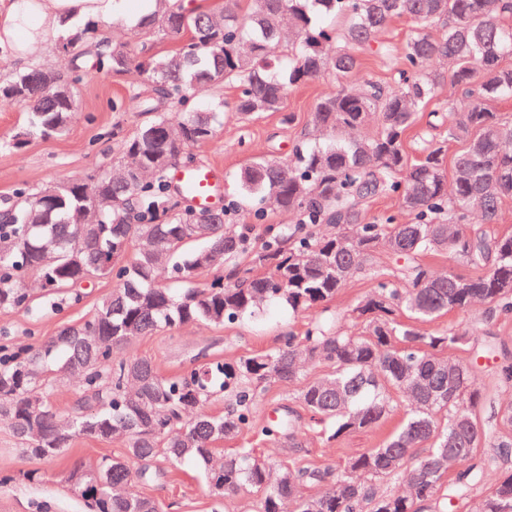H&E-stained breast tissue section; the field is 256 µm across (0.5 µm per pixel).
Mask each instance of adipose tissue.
<instances>
[{
    "instance_id": "ef3b65f1",
    "label": "adipose tissue",
    "mask_w": 512,
    "mask_h": 512,
    "mask_svg": "<svg viewBox=\"0 0 512 512\" xmlns=\"http://www.w3.org/2000/svg\"><path fill=\"white\" fill-rule=\"evenodd\" d=\"M24 0H0V48L8 49L15 61L38 58L60 33L63 20L82 23L102 19L139 24L156 9L155 0H33L24 9Z\"/></svg>"
}]
</instances>
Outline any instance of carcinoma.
<instances>
[{
    "instance_id": "carcinoma-1",
    "label": "carcinoma",
    "mask_w": 512,
    "mask_h": 512,
    "mask_svg": "<svg viewBox=\"0 0 512 512\" xmlns=\"http://www.w3.org/2000/svg\"><path fill=\"white\" fill-rule=\"evenodd\" d=\"M221 0L203 10L185 0H156L139 24L132 47L102 52L100 25L64 24L61 46L73 53L71 75L36 64L0 83V97L23 105L27 124L14 147L30 136L66 131L78 109V60L94 56L98 69L121 75L134 66L147 75L135 107L151 115L119 146L124 176L104 172L56 182L37 191L18 188L0 216V308L27 306L23 288L38 281L48 293L100 278L115 280L95 312L62 328L38 350L0 346V419L23 452L52 457L78 437H121V459L78 468L71 480L94 512H163L150 497L130 492L153 477L160 454L174 463L202 465L219 497L249 486L256 512H512V362L495 370L497 387L482 388L478 359L497 356L489 343L470 363L445 351L470 346L485 322L512 313V235L492 236L504 202L512 199V121L489 110L512 99V0ZM421 27L401 48L378 41L395 18ZM448 20L434 36L422 25ZM295 34L281 49L283 26ZM179 44L160 56L155 44ZM390 60L389 84L357 78L359 53ZM451 65L448 112H430L419 157L404 149L438 95ZM336 92L310 114L311 138L289 162L254 159L239 175L238 199L205 218L179 208L161 171L193 162L191 147L210 139L224 102L186 108L201 88H240L235 111L248 119L285 108L288 88L323 75ZM376 132H365L370 120ZM465 146L445 180L447 142ZM395 195L412 215L407 224L363 222L374 196ZM298 215L284 229L270 226L261 247L234 223L238 212L258 224L269 211ZM202 224L204 236L185 232ZM449 255L468 273L434 272L422 263ZM245 261L231 282L169 288L162 279L192 282L217 265ZM374 282L360 306V327L344 330L329 319L308 324L297 341L239 359L204 363L163 378L143 357L121 358L114 348L162 328L188 323L234 324L266 306L294 313L336 297L357 275ZM485 306L481 318L424 333L420 325L453 310ZM322 361L329 371L301 380L300 362ZM78 377L83 396L67 413L56 411L48 389ZM298 386V402L326 440L376 426L397 410L401 424L381 445L350 455L334 469L276 466L253 448H237L211 465L213 445L239 436L264 384ZM234 403L223 417L203 411L217 391ZM40 398V406L32 405ZM306 423L293 408L269 419L261 435L301 447ZM409 475L413 493L377 491L375 481ZM326 484L307 497L305 484Z\"/></svg>"
}]
</instances>
